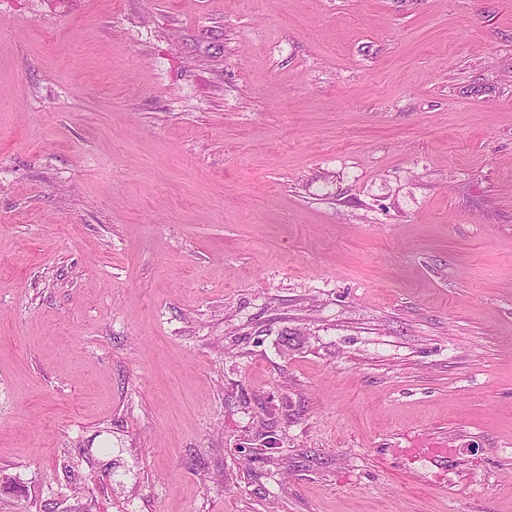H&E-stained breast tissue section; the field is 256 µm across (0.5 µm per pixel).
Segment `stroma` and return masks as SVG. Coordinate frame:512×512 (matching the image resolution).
Instances as JSON below:
<instances>
[{
  "instance_id": "obj_1",
  "label": "stroma",
  "mask_w": 512,
  "mask_h": 512,
  "mask_svg": "<svg viewBox=\"0 0 512 512\" xmlns=\"http://www.w3.org/2000/svg\"><path fill=\"white\" fill-rule=\"evenodd\" d=\"M0 512H512V0H0Z\"/></svg>"
}]
</instances>
